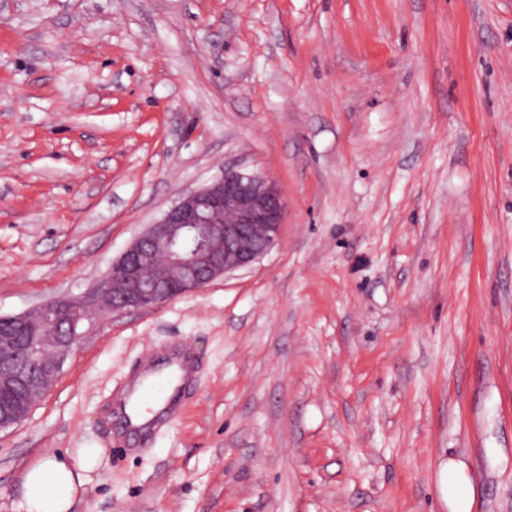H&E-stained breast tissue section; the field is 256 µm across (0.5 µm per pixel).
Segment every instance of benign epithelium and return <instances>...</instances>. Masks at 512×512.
Masks as SVG:
<instances>
[{
  "instance_id": "benign-epithelium-1",
  "label": "benign epithelium",
  "mask_w": 512,
  "mask_h": 512,
  "mask_svg": "<svg viewBox=\"0 0 512 512\" xmlns=\"http://www.w3.org/2000/svg\"><path fill=\"white\" fill-rule=\"evenodd\" d=\"M285 201L268 176L234 166L181 196L117 259L101 286L57 298L0 324V386L45 394L56 382L80 328L93 318L158 306L248 267L279 240ZM31 407L0 411V431Z\"/></svg>"
}]
</instances>
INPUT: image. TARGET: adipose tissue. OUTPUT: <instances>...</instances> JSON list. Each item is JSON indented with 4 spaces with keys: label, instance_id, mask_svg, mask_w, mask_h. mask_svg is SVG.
<instances>
[{
    "label": "adipose tissue",
    "instance_id": "ef3b65f1",
    "mask_svg": "<svg viewBox=\"0 0 512 512\" xmlns=\"http://www.w3.org/2000/svg\"><path fill=\"white\" fill-rule=\"evenodd\" d=\"M89 455L70 459L63 455L32 464L23 483V512H71L84 492V473L94 465ZM438 489L448 512H473L475 489L465 462L451 458L438 469Z\"/></svg>",
    "mask_w": 512,
    "mask_h": 512
}]
</instances>
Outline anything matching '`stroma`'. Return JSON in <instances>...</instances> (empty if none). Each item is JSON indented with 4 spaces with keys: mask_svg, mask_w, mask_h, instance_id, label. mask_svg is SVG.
Segmentation results:
<instances>
[{
    "mask_svg": "<svg viewBox=\"0 0 512 512\" xmlns=\"http://www.w3.org/2000/svg\"><path fill=\"white\" fill-rule=\"evenodd\" d=\"M238 165L286 203L252 266L85 324L0 432L28 467L95 451L71 512H512V0H0V314L98 287ZM188 345L136 449L105 408ZM438 489L448 512H473L475 489L465 462L454 458L441 462Z\"/></svg>",
    "mask_w": 512,
    "mask_h": 512,
    "instance_id": "1",
    "label": "stroma"
}]
</instances>
